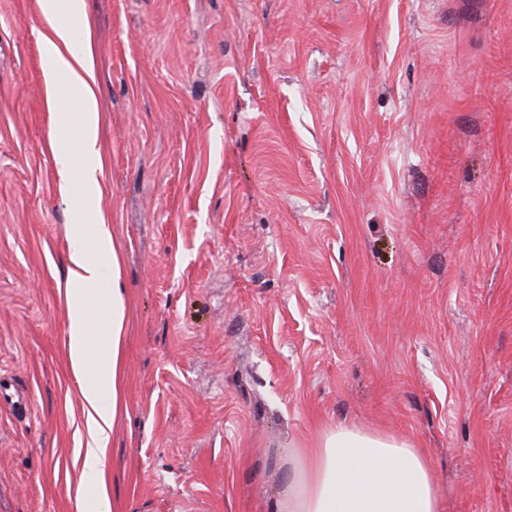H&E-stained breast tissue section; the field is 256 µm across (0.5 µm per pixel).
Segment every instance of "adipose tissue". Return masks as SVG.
I'll return each mask as SVG.
<instances>
[{
    "label": "adipose tissue",
    "mask_w": 512,
    "mask_h": 512,
    "mask_svg": "<svg viewBox=\"0 0 512 512\" xmlns=\"http://www.w3.org/2000/svg\"><path fill=\"white\" fill-rule=\"evenodd\" d=\"M46 19L42 53L45 78L64 85L79 109L69 135L58 139L54 155L63 184L78 180L99 194L104 163L101 117L93 64V34L85 0H40ZM92 223L91 236L78 237L68 254V276L76 289L67 295L68 359L82 388L90 441L84 474L105 484L109 431L120 407L121 346L125 304L120 257L104 215L87 218L76 206L73 223ZM105 333L111 350L94 355L90 336ZM291 473L271 503V512H443L444 504L423 453L404 439L345 423L322 427L308 442L289 447Z\"/></svg>",
    "instance_id": "adipose-tissue-1"
}]
</instances>
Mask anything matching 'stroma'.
Segmentation results:
<instances>
[{
    "mask_svg": "<svg viewBox=\"0 0 512 512\" xmlns=\"http://www.w3.org/2000/svg\"><path fill=\"white\" fill-rule=\"evenodd\" d=\"M123 255L117 512H269L289 443L410 440L512 512V0H86ZM0 0V512H81L71 194Z\"/></svg>",
    "mask_w": 512,
    "mask_h": 512,
    "instance_id": "1",
    "label": "stroma"
}]
</instances>
